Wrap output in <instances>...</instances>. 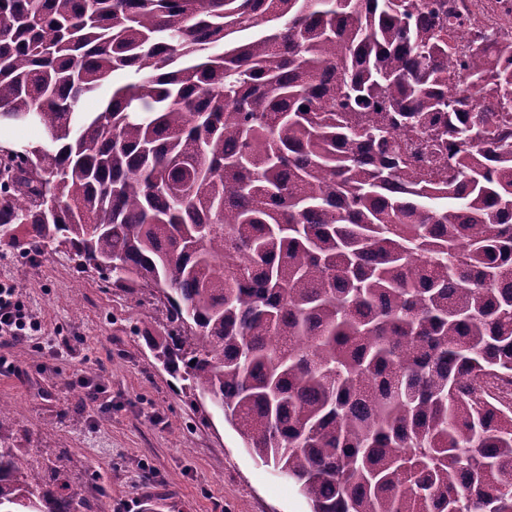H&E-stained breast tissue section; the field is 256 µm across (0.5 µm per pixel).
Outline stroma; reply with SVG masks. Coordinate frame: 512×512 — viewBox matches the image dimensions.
Masks as SVG:
<instances>
[{
	"label": "stroma",
	"mask_w": 512,
	"mask_h": 512,
	"mask_svg": "<svg viewBox=\"0 0 512 512\" xmlns=\"http://www.w3.org/2000/svg\"><path fill=\"white\" fill-rule=\"evenodd\" d=\"M0 282L42 326L0 336V400L20 447L64 466L96 512H311L295 484L255 459L209 400L155 360V304L80 269L60 249L25 256L0 241ZM102 389L98 403L90 386Z\"/></svg>",
	"instance_id": "stroma-1"
}]
</instances>
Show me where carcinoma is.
<instances>
[{
    "label": "carcinoma",
    "instance_id": "carcinoma-1",
    "mask_svg": "<svg viewBox=\"0 0 512 512\" xmlns=\"http://www.w3.org/2000/svg\"><path fill=\"white\" fill-rule=\"evenodd\" d=\"M30 113L0 237L156 299L164 369L312 512H512L511 37L453 0H0ZM10 424L0 512H93ZM397 143L401 146L412 169L427 177L435 178L439 175V170L430 161H426L427 148L418 137L401 135Z\"/></svg>",
    "mask_w": 512,
    "mask_h": 512
}]
</instances>
